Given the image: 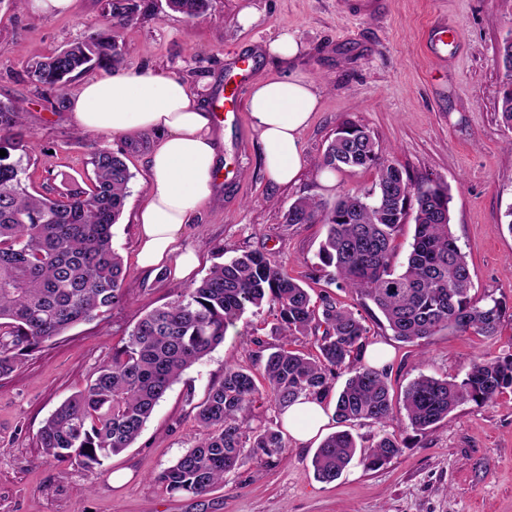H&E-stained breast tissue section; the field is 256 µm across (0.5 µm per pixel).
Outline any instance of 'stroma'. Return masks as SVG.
<instances>
[{"label":"stroma","instance_id":"stroma-1","mask_svg":"<svg viewBox=\"0 0 512 512\" xmlns=\"http://www.w3.org/2000/svg\"><path fill=\"white\" fill-rule=\"evenodd\" d=\"M153 2L154 10L120 33L122 71L149 67L177 76L206 108L238 52L254 54V80L283 73L263 46L286 31L302 45L295 69L320 91V105L301 135L306 163L295 183L268 180L249 112L219 129L221 165L233 172L234 185L186 227L184 242L200 257L195 278L204 277L222 252L259 251L302 280L312 298L328 294L356 306L355 295L340 291L318 266L325 226L285 221L297 199L332 202L374 183L372 169L337 171L330 184L321 179L318 159L337 127L351 121L372 133L383 158L412 183L447 187L451 230L469 261L474 293L501 301L511 316L493 336L444 330L416 344L370 322V344L391 352L396 414L389 429L401 443L400 453L377 470L355 462L335 481H319L312 458L320 439L302 446L290 438L286 460L269 465L246 459L202 497L173 496L154 482L194 445V407L226 367L261 376L257 340L279 342L271 334L276 312L269 305L247 310L222 344L186 370L132 447L108 459L103 473L47 459L36 440L45 420L83 388L144 315L176 299L189 283L151 276L133 262L154 134L80 131L69 109H57L53 96L27 76L28 61L103 26V0H73L69 13L58 17L0 0V101L20 109L21 129L37 144L31 190L48 192L66 175L87 183V162L99 149L120 155L133 175L123 215L112 227V247L124 262L125 302L104 320L78 324L44 343L0 377V512H512V389L482 405L463 404L424 432L413 429L401 410L405 388L419 375L460 379L477 359L512 355V231L506 217L512 130L497 114L505 82L497 48L512 36V0H379L368 14L357 12L351 0H212L208 14L195 20L169 10L165 0ZM246 6L258 19L245 30L237 15ZM436 21L453 25L459 35L439 57L425 48Z\"/></svg>","mask_w":512,"mask_h":512}]
</instances>
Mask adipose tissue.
<instances>
[{"label": "adipose tissue", "mask_w": 512, "mask_h": 512, "mask_svg": "<svg viewBox=\"0 0 512 512\" xmlns=\"http://www.w3.org/2000/svg\"><path fill=\"white\" fill-rule=\"evenodd\" d=\"M265 50L289 70L254 83L247 109L268 179L287 185L303 166L301 133L317 110L319 95L314 81L292 68L301 51L293 35H279ZM70 108L76 127L86 132L156 135L149 183L136 216L135 262L156 276L189 277L198 257L183 242L184 227L213 200L219 168V142L210 112L181 79L148 69L89 80L71 99ZM283 422L289 435L305 444L322 432L329 417L322 404L301 397L286 409Z\"/></svg>", "instance_id": "ef3b65f1"}]
</instances>
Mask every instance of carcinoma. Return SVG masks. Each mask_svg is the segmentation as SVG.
I'll return each instance as SVG.
<instances>
[{
  "label": "carcinoma",
  "mask_w": 512,
  "mask_h": 512,
  "mask_svg": "<svg viewBox=\"0 0 512 512\" xmlns=\"http://www.w3.org/2000/svg\"><path fill=\"white\" fill-rule=\"evenodd\" d=\"M189 19L207 14L211 0H166ZM136 0H104L107 24L28 64L39 87L65 104L73 74L105 72L120 62V30L132 24ZM497 114L512 130V89H503ZM20 110L0 101V375L20 357L81 322L103 317L125 298L123 260L112 248L111 228L121 218L132 174L121 156L92 154L91 185L64 182L47 194L27 190L35 142L18 132ZM321 168H373L375 183L347 192L329 206L314 198L293 202L288 224H322L326 237L318 259L333 269L337 287L357 296L370 315L378 312L405 343L444 329L494 336L506 315L502 303L472 294L465 253L450 228V196L430 181L413 185L385 160L366 128L345 122L318 161ZM415 224L402 269L393 265L392 242L407 218ZM277 309L273 332L283 343L264 357L260 388L247 370L229 366L196 406L197 442L155 476L171 495L203 496L244 464V448L271 462L284 458L281 431H256L248 416L262 400L286 410L299 397L328 398L333 380L349 374L336 394L340 424L368 421L382 428L394 420L388 371L363 362L366 318L325 295L312 304L300 280L261 252H245L214 264L193 287L143 317L83 389L64 400L37 434L44 454L87 471L132 446L166 391L196 361L224 342L228 327L249 309ZM317 354L287 348L288 339L311 332ZM512 388V355L474 362L460 380L421 375L409 383L402 409L410 425L426 431L459 406L493 400ZM350 430L329 435L312 465L323 482L335 480L357 454ZM398 438L378 436L360 462L378 469L400 452Z\"/></svg>",
  "instance_id": "1"
}]
</instances>
